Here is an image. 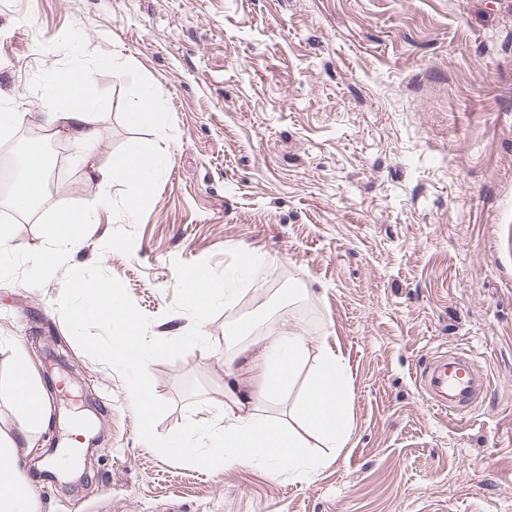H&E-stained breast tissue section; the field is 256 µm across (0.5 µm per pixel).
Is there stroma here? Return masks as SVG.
I'll list each match as a JSON object with an SVG mask.
<instances>
[{
  "label": "stroma",
  "instance_id": "35a3bbf8",
  "mask_svg": "<svg viewBox=\"0 0 512 512\" xmlns=\"http://www.w3.org/2000/svg\"><path fill=\"white\" fill-rule=\"evenodd\" d=\"M103 56L119 68H96ZM73 69L94 72L102 136L87 154L56 137L71 189L46 205L119 196L85 173L130 140L171 155L146 217L101 210L69 265L121 279L160 338L191 326L171 309L174 261L221 269L240 248L275 284L205 322L209 348L150 363L170 405L157 433L223 424L224 360L269 322L339 346L353 427L307 481L169 461L140 439L122 377L72 338L61 277L0 282V381L17 344L44 375L47 335L72 365L45 386L51 425L34 445L54 447L48 468L82 447L83 392L105 429L85 490L30 476L39 512H512V0H0L1 97L44 111L50 78ZM146 84L161 90L157 118L130 125ZM0 212L19 223L11 248L42 246L41 209L14 213L0 191ZM238 322L249 330L225 341ZM463 348L493 380L466 419L418 384L436 353Z\"/></svg>",
  "mask_w": 512,
  "mask_h": 512
}]
</instances>
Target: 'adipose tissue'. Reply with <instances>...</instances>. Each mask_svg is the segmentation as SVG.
<instances>
[{
  "instance_id": "ef3b65f1",
  "label": "adipose tissue",
  "mask_w": 512,
  "mask_h": 512,
  "mask_svg": "<svg viewBox=\"0 0 512 512\" xmlns=\"http://www.w3.org/2000/svg\"><path fill=\"white\" fill-rule=\"evenodd\" d=\"M52 105L38 113V124L47 135L67 133L76 143L99 142V96L92 73L70 70L55 75L50 91ZM28 173L12 193L13 204L31 210L43 199L47 175L42 166L40 143L27 146ZM167 161L156 148L129 143L123 154L113 158L110 168L90 167L88 182L125 177L134 188L126 199L131 214L142 213L154 178ZM308 366L306 387L294 412L298 432L285 430L280 423L260 412V399H278L289 393L299 366ZM257 371L255 381L243 382L240 370ZM27 393V402H19V393ZM9 401L19 415L16 427H0V512H37L35 491L22 474L19 453L30 447L34 436L49 424V408L32 409L30 399H46L47 393L34 371L23 347L13 353V371L7 384ZM352 414L350 382L338 354L327 347L322 337L295 331L288 335L265 337L261 348H239L235 357L224 363V427L215 436L208 452L185 449L188 461L213 467L224 463L265 461L272 470H285L308 478L323 468L326 458L309 456L308 440L323 448L345 447L351 435Z\"/></svg>"
}]
</instances>
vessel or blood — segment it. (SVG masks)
Masks as SVG:
<instances>
[{"label": "vessel or blood", "mask_w": 512, "mask_h": 512, "mask_svg": "<svg viewBox=\"0 0 512 512\" xmlns=\"http://www.w3.org/2000/svg\"><path fill=\"white\" fill-rule=\"evenodd\" d=\"M420 381L433 406L461 415L474 411L475 402L486 386L469 353L436 357Z\"/></svg>", "instance_id": "1"}]
</instances>
